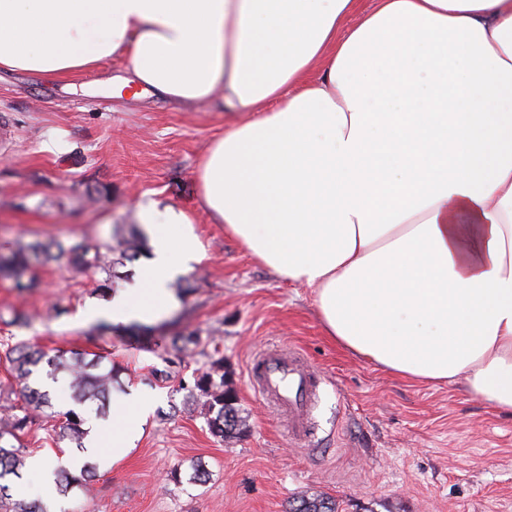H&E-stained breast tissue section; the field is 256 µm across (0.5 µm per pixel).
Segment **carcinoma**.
<instances>
[{
    "mask_svg": "<svg viewBox=\"0 0 512 512\" xmlns=\"http://www.w3.org/2000/svg\"><path fill=\"white\" fill-rule=\"evenodd\" d=\"M117 246L121 248V257L133 259L143 247V238L133 230L129 236L118 239ZM112 252L114 247L110 243L92 245L78 242L69 246L56 240L28 243L18 246L8 255L0 254V272L8 271L14 280V287L26 290L35 287L34 280H23L24 271L32 257L43 261L66 257L76 272L108 274L114 264ZM5 358L11 364L16 379L24 385L23 396L27 406L12 414L5 425L0 427V480L9 475L22 478L21 470L26 466V458L18 453L17 446L11 440L18 439L19 434L27 429L34 419V413L50 407L49 393L28 385L34 367L41 362L46 363L51 377L59 371L65 372L69 396L77 405L87 402L104 404L111 396L113 387L112 373L96 371L95 364L81 359L66 360L60 354L50 356L31 349L24 342L8 348ZM193 388L209 397L208 411L212 414L208 419L210 431L223 440L237 437L244 429L245 420L236 406V392L224 382V376L216 380L212 373H203L193 378ZM82 424L83 420L76 411H67L58 425V438L83 448L86 431ZM92 470L91 465H85L78 479L64 467L54 468L57 489L62 492L78 480L87 481ZM0 512H47V507L41 501L12 499L10 486L0 483ZM289 512H336V503L323 495L299 497L289 503Z\"/></svg>",
    "mask_w": 512,
    "mask_h": 512,
    "instance_id": "cac0c4a2",
    "label": "carcinoma"
}]
</instances>
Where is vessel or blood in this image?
I'll use <instances>...</instances> for the list:
<instances>
[{"label":"vessel or blood","mask_w":512,"mask_h":512,"mask_svg":"<svg viewBox=\"0 0 512 512\" xmlns=\"http://www.w3.org/2000/svg\"><path fill=\"white\" fill-rule=\"evenodd\" d=\"M248 379L255 393L287 416L288 432L293 438H309L320 381L301 352L273 347L254 355L248 366Z\"/></svg>","instance_id":"b4317fda"}]
</instances>
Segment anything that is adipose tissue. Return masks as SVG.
I'll use <instances>...</instances> for the list:
<instances>
[{
	"label": "adipose tissue",
	"mask_w": 512,
	"mask_h": 512,
	"mask_svg": "<svg viewBox=\"0 0 512 512\" xmlns=\"http://www.w3.org/2000/svg\"><path fill=\"white\" fill-rule=\"evenodd\" d=\"M0 0V76L118 89L236 116L201 208L311 288L337 344L512 412V0ZM353 28H345L350 16ZM141 286L78 321L153 324L204 248L192 214L138 206ZM87 455L125 458L151 411L113 395Z\"/></svg>",
	"instance_id": "obj_1"
}]
</instances>
